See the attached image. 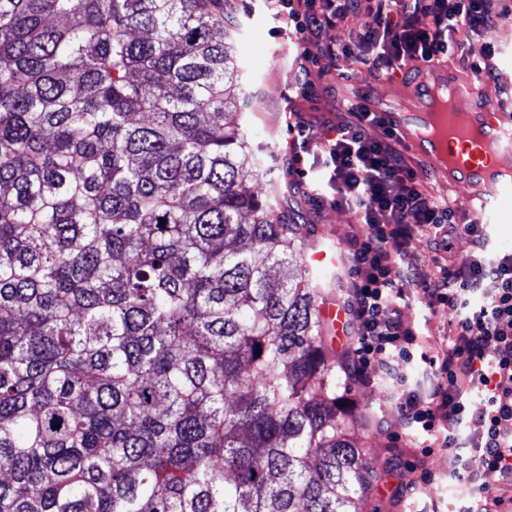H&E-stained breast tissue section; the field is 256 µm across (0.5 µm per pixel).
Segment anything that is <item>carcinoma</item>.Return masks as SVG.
<instances>
[{
  "mask_svg": "<svg viewBox=\"0 0 512 512\" xmlns=\"http://www.w3.org/2000/svg\"><path fill=\"white\" fill-rule=\"evenodd\" d=\"M224 0H0V512H366Z\"/></svg>",
  "mask_w": 512,
  "mask_h": 512,
  "instance_id": "cac0c4a2",
  "label": "carcinoma"
}]
</instances>
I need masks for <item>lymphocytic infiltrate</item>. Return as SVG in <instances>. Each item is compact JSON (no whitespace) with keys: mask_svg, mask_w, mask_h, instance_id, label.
Wrapping results in <instances>:
<instances>
[{"mask_svg":"<svg viewBox=\"0 0 512 512\" xmlns=\"http://www.w3.org/2000/svg\"><path fill=\"white\" fill-rule=\"evenodd\" d=\"M288 17L293 38L310 62L360 61L381 73L416 62H431L459 48L460 33L478 38L511 9L499 0H272ZM360 20L354 38L321 45L326 27ZM346 114L328 124L320 148H313L310 122L298 118L290 146L291 169L307 175V162L322 163L328 174L327 200L350 208L364 237L348 243L355 275L343 305L354 336L348 366L352 381L374 370L396 374L413 359L418 333L404 319L400 303L407 286H419L433 307L457 315L456 336L440 367L448 383L422 401L413 391L400 398L402 428L443 447L459 445L470 424L481 427L470 444L464 478L477 497L465 512H500L505 499L483 482L493 474L512 488V255L486 257L489 235L479 224L461 222L459 209L433 198L416 183L399 138L371 114L366 99L346 102ZM380 131L367 135V127ZM471 236L474 250L455 266H444L431 283H419L413 241L427 237L436 250L459 234Z\"/></svg>","mask_w":512,"mask_h":512,"instance_id":"obj_1","label":"lymphocytic infiltrate"}]
</instances>
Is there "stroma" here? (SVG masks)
I'll list each match as a JSON object with an SVG mask.
<instances>
[{"mask_svg":"<svg viewBox=\"0 0 512 512\" xmlns=\"http://www.w3.org/2000/svg\"><path fill=\"white\" fill-rule=\"evenodd\" d=\"M224 28L236 48L238 81L245 101L240 122L256 155L274 167L273 179L253 181V190L262 198L270 190L278 191L281 212L303 227V269L327 284L329 298L339 299L348 286L347 243L353 236L363 235L366 228L357 224L347 208L301 190V177L288 168L289 126L299 111L332 119L344 100L389 98L386 77L369 66L344 61L324 74L314 66L303 69L289 36L287 17L268 11L263 0H224ZM489 47L498 51L499 79L487 83L486 88L504 104L512 105V16L501 20L491 33L466 40L464 55L447 57L446 64L469 77V61L481 59ZM307 80L314 84L313 95L296 97V85ZM321 250L327 251L331 260L314 264L311 257ZM417 250L419 277L430 281L438 276L440 265L456 264L469 256L473 243L461 233L451 239L447 251L430 252L422 241ZM401 306L428 355L445 352L455 321L453 311L429 306L417 288L407 290ZM336 398L341 413H359L370 422L365 452L382 478L370 491L368 512H461L468 504L470 488L451 477L455 462L447 449L437 448L426 456L409 437L399 434V393L392 380L377 372L368 382L357 384L341 372L336 376Z\"/></svg>","mask_w":512,"mask_h":512,"instance_id":"stroma-1","label":"stroma"}]
</instances>
